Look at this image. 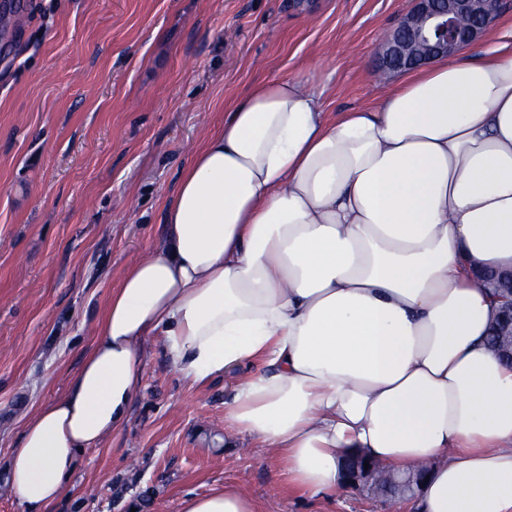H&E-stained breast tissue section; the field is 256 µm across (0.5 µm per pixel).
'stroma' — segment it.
<instances>
[{"instance_id":"35a3bbf8","label":"stroma","mask_w":512,"mask_h":512,"mask_svg":"<svg viewBox=\"0 0 512 512\" xmlns=\"http://www.w3.org/2000/svg\"><path fill=\"white\" fill-rule=\"evenodd\" d=\"M410 0H0V512H25L6 468L27 418L61 397L125 267L159 243L192 151L256 84L312 73L331 117L399 79L379 48ZM239 372L185 384L142 345L129 420L81 451L48 512H179L231 485L263 512H392L346 490L291 488L280 455L224 437Z\"/></svg>"}]
</instances>
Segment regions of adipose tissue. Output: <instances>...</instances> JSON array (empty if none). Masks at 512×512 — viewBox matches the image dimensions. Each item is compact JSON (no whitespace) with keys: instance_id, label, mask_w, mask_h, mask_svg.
Returning a JSON list of instances; mask_svg holds the SVG:
<instances>
[{"instance_id":"ef3b65f1","label":"adipose tissue","mask_w":512,"mask_h":512,"mask_svg":"<svg viewBox=\"0 0 512 512\" xmlns=\"http://www.w3.org/2000/svg\"><path fill=\"white\" fill-rule=\"evenodd\" d=\"M312 76L239 98L182 170L165 237L111 289L66 392L9 460L27 512L65 497L79 452L129 418L141 345L182 379L261 368L224 403L331 499L353 452L430 467L420 512H512V366L486 343L472 264L512 267V36L411 71L332 118ZM180 512H261L233 486Z\"/></svg>"}]
</instances>
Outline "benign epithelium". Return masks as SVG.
Wrapping results in <instances>:
<instances>
[{"instance_id": "1", "label": "benign epithelium", "mask_w": 512, "mask_h": 512, "mask_svg": "<svg viewBox=\"0 0 512 512\" xmlns=\"http://www.w3.org/2000/svg\"><path fill=\"white\" fill-rule=\"evenodd\" d=\"M411 9L396 22L381 51V67L401 72L449 57L475 42L497 23L499 0H412ZM499 294L491 326L494 349L512 361V268L492 280ZM369 466H364V463ZM348 485L369 495L379 494L381 467L363 457L344 462Z\"/></svg>"}]
</instances>
